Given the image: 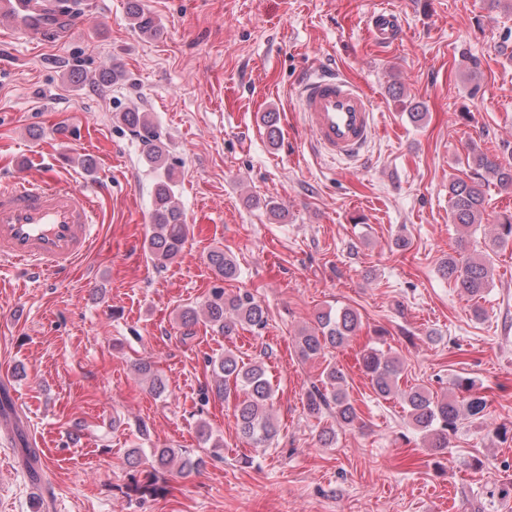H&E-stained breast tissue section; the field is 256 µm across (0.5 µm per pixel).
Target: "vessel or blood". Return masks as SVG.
Segmentation results:
<instances>
[{"instance_id":"obj_1","label":"vessel or blood","mask_w":512,"mask_h":512,"mask_svg":"<svg viewBox=\"0 0 512 512\" xmlns=\"http://www.w3.org/2000/svg\"><path fill=\"white\" fill-rule=\"evenodd\" d=\"M86 21L72 0H0V22L15 37L38 42L48 29L74 31ZM379 45L394 46L404 33L403 16L381 0L364 20ZM299 110L317 151L333 160H357L375 133L369 96L336 70L320 69L300 83ZM98 212L88 187L29 171L0 184V262L47 276L69 271L93 238Z\"/></svg>"}]
</instances>
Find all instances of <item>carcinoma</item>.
Here are the masks:
<instances>
[{
  "label": "carcinoma",
  "mask_w": 512,
  "mask_h": 512,
  "mask_svg": "<svg viewBox=\"0 0 512 512\" xmlns=\"http://www.w3.org/2000/svg\"><path fill=\"white\" fill-rule=\"evenodd\" d=\"M129 2V15L135 28L147 36L155 34V18L145 9L142 0ZM117 120L139 135L145 145L144 159L151 170L157 173L151 216L153 231L148 239V252L154 264L162 267L182 252L188 235L186 217L175 203V182L167 163L163 133L147 112H119ZM467 165L470 175L451 179L448 195L455 223L471 227L482 223L486 183L493 179L500 188L512 189V164H503L497 158L473 148ZM509 241H512V212L498 217L489 248L502 246ZM207 261L223 280L237 278V265L224 250L210 251ZM440 268L442 275L453 282L467 300L475 302L472 306L473 317L482 319L484 310L476 301L483 297L492 279L490 262L478 261L463 249L455 255H448ZM201 312L212 326L226 336L231 335L239 325L262 330L268 322L267 310L252 293L239 291L227 296L221 287L211 290ZM359 325L357 312L349 307L339 308L334 313L322 312L317 315L313 325L301 330L297 336L299 350L305 357H318L328 347L346 345L356 334ZM362 363L377 398L387 400L395 395L400 396L410 419L423 434L428 447L438 451L448 450L449 437L457 433L461 421L468 417H479L486 409V399L475 391L474 381L469 378L460 377L457 380V387L468 393L459 403L447 397L438 399L422 387L401 388V364L376 346L363 350ZM211 364L216 377V395L224 397L232 390L241 393L234 408L240 436L255 448L267 447L278 435V428L271 413L274 390L263 363L255 361L246 364L236 355L227 353L211 361ZM137 371L149 381L153 392L158 395L165 393L163 379L152 371L150 364L139 363ZM306 400L310 413L318 415L329 411L341 425L352 426L360 419L359 408L347 391L346 376L332 363L327 364L321 372L319 383L313 384L307 391ZM17 435L21 444L18 454L22 465L30 470L32 461L37 459V453L29 447L22 430H17ZM175 463L180 473L189 475L198 469L202 459L194 460L180 455L172 448H152L148 453L142 448H133L127 454L130 467L147 464L153 474Z\"/></svg>",
  "instance_id": "obj_1"
}]
</instances>
